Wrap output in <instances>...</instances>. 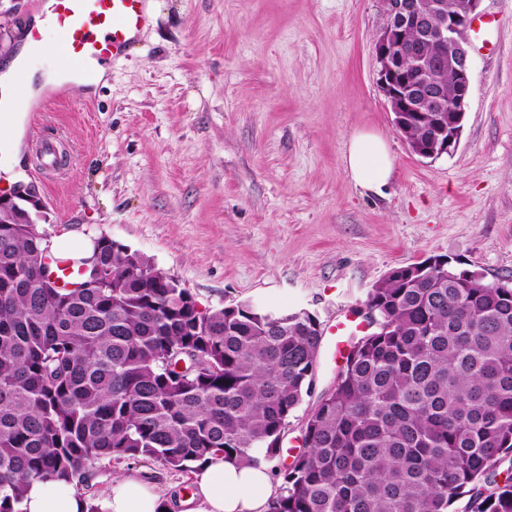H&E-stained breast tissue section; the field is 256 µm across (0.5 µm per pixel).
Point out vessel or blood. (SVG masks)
<instances>
[{
    "instance_id": "b4317fda",
    "label": "vessel or blood",
    "mask_w": 512,
    "mask_h": 512,
    "mask_svg": "<svg viewBox=\"0 0 512 512\" xmlns=\"http://www.w3.org/2000/svg\"><path fill=\"white\" fill-rule=\"evenodd\" d=\"M148 0H36L59 36L58 47L68 70L85 84L98 78L99 69L112 66L129 54L148 21ZM51 109L48 94L27 107L33 138Z\"/></svg>"
}]
</instances>
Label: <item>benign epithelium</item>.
Returning a JSON list of instances; mask_svg holds the SVG:
<instances>
[{
  "label": "benign epithelium",
  "instance_id": "7a95c632",
  "mask_svg": "<svg viewBox=\"0 0 512 512\" xmlns=\"http://www.w3.org/2000/svg\"><path fill=\"white\" fill-rule=\"evenodd\" d=\"M386 17L375 40L378 81L404 132L417 115L434 128L424 157L452 154L471 94L472 56L468 32L481 0H459L445 11L444 0H380ZM455 81L446 91L442 77Z\"/></svg>",
  "mask_w": 512,
  "mask_h": 512
}]
</instances>
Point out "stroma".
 <instances>
[{
    "label": "stroma",
    "instance_id": "obj_1",
    "mask_svg": "<svg viewBox=\"0 0 512 512\" xmlns=\"http://www.w3.org/2000/svg\"><path fill=\"white\" fill-rule=\"evenodd\" d=\"M130 55L99 86L53 88L46 121L65 162L30 174L35 145L0 149L49 209L39 231L73 248L108 237L150 257L200 308L305 309L323 327L361 309L391 270L443 256L512 279V0H482L492 50L473 48L459 145L409 150L377 85L380 0H155ZM33 0H0V59L19 53ZM92 107H85V100ZM381 135L385 196L362 192L347 139ZM130 474L180 500L189 472L102 461L80 494Z\"/></svg>",
    "mask_w": 512,
    "mask_h": 512
}]
</instances>
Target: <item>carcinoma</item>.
Listing matches in <instances>:
<instances>
[{"mask_svg":"<svg viewBox=\"0 0 512 512\" xmlns=\"http://www.w3.org/2000/svg\"><path fill=\"white\" fill-rule=\"evenodd\" d=\"M29 212L0 207V512H22L31 482L78 484L104 459L184 472L250 463L253 448L281 461L267 512H452L463 497V512H512V288L424 260L392 270L317 394L311 312L203 311L106 237L104 286L57 288ZM185 356L205 366L177 370ZM312 400L313 399L306 397L301 405L296 409L293 416L289 418L288 435L284 439L283 443V457L286 458L288 454L286 463H290L292 461L291 455H295V453L298 452V448H300V430L304 419L311 407ZM287 448L288 453L286 452Z\"/></svg>","mask_w":512,"mask_h":512,"instance_id":"1","label":"carcinoma"}]
</instances>
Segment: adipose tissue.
Returning a JSON list of instances; mask_svg holds the SVG:
<instances>
[{"label": "adipose tissue", "mask_w": 512, "mask_h": 512, "mask_svg": "<svg viewBox=\"0 0 512 512\" xmlns=\"http://www.w3.org/2000/svg\"><path fill=\"white\" fill-rule=\"evenodd\" d=\"M33 53L23 44L16 59L0 67V100L24 101L38 86L63 85L64 77L35 73L29 68ZM344 166L353 183L366 192L382 194L394 173V159L381 137L365 132L353 134L344 151ZM253 464L239 466L217 461L198 468L195 473L197 512H266L267 503L276 495L271 465L263 449L254 452ZM160 493L148 483L129 476L113 479L107 495L100 501L101 512H158ZM87 502L75 485L62 481H35L28 486L22 502L23 512H86Z\"/></svg>", "instance_id": "1"}]
</instances>
